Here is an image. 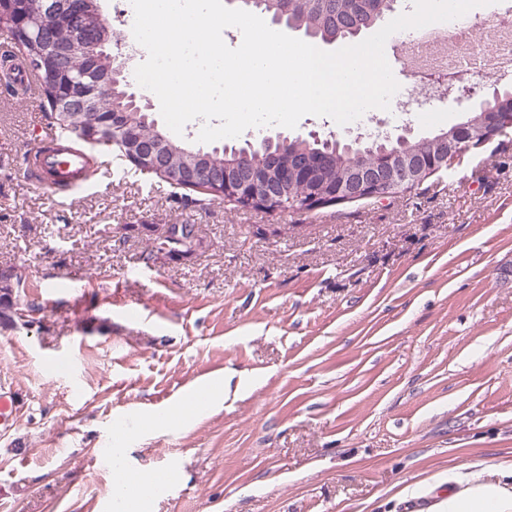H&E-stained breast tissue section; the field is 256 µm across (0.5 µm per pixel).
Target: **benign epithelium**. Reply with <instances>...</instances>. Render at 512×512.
I'll return each instance as SVG.
<instances>
[{
	"label": "benign epithelium",
	"mask_w": 512,
	"mask_h": 512,
	"mask_svg": "<svg viewBox=\"0 0 512 512\" xmlns=\"http://www.w3.org/2000/svg\"><path fill=\"white\" fill-rule=\"evenodd\" d=\"M20 4L21 0H0V13L15 14L21 27L31 23L32 19L24 16ZM87 4L89 0H40L39 4L44 23H62L69 29L71 38L68 41L52 39L45 42L44 54L30 59L29 66L38 70L50 66L63 71L79 53L98 61L104 59L109 64L107 73L90 85L70 82L64 97L57 103V109L62 112L99 111L104 89L126 76L127 59L107 51V46L112 43L109 23L99 6H94L91 14L86 9ZM507 127H512V119L504 128L473 121L438 137L430 152L402 148L407 143L406 127L396 136L387 132L359 134L353 144L374 142L379 145L378 153L373 155L372 163L353 164L343 172L336 182V202L367 199L381 187L412 190L436 173L448 169V159H456L473 147L491 141ZM317 169L318 163L308 155L297 157L282 167L278 155L269 154L263 164L247 172L234 170L230 165L224 166L222 171H211L200 169L191 162L171 173L170 177L184 187L201 185L219 197H246L253 207L263 209L266 205L264 192L269 190L268 171H274L281 184L286 185L311 180Z\"/></svg>",
	"instance_id": "7a95c632"
}]
</instances>
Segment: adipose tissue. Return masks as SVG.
Returning <instances> with one entry per match:
<instances>
[{"label": "adipose tissue", "instance_id": "adipose-tissue-1", "mask_svg": "<svg viewBox=\"0 0 512 512\" xmlns=\"http://www.w3.org/2000/svg\"><path fill=\"white\" fill-rule=\"evenodd\" d=\"M112 506L115 512H143L142 492L154 485L152 477L128 470L120 449L111 453ZM447 494L422 512H512V463L474 462L450 468Z\"/></svg>", "mask_w": 512, "mask_h": 512}]
</instances>
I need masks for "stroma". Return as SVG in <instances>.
Instances as JSON below:
<instances>
[{"label":"stroma","instance_id":"obj_1","mask_svg":"<svg viewBox=\"0 0 512 512\" xmlns=\"http://www.w3.org/2000/svg\"><path fill=\"white\" fill-rule=\"evenodd\" d=\"M470 103L398 102L296 131L430 136ZM39 103L0 88V512H110L108 448L165 471L147 512H414L465 462L512 460V131L395 198L267 213L199 200L87 147L39 188ZM165 224L187 258L147 259ZM223 389L168 429L152 415ZM50 161L55 174H45L35 178L36 184L40 188L55 192L58 189V183L61 181L69 182L72 190H78L83 186L86 155L82 150L65 151Z\"/></svg>","mask_w":512,"mask_h":512}]
</instances>
